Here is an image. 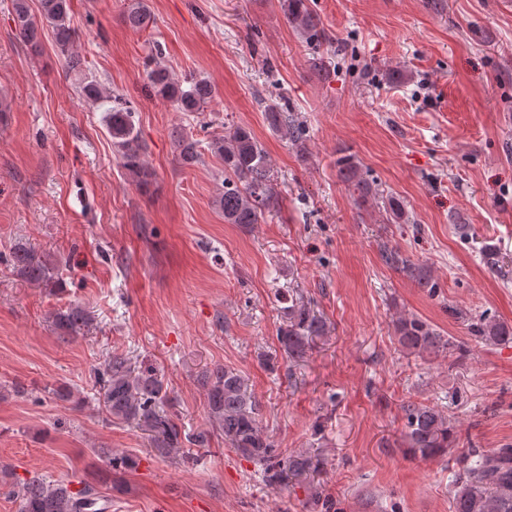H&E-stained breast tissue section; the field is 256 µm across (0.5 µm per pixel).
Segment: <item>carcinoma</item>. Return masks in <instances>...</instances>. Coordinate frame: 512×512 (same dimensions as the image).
<instances>
[{
	"instance_id": "1",
	"label": "carcinoma",
	"mask_w": 512,
	"mask_h": 512,
	"mask_svg": "<svg viewBox=\"0 0 512 512\" xmlns=\"http://www.w3.org/2000/svg\"><path fill=\"white\" fill-rule=\"evenodd\" d=\"M288 24L306 46L317 53L328 35L316 18L310 0H284ZM72 0H40L39 14L31 12L29 0H13L12 21L20 39L32 54L41 53L43 39L52 37L60 52L67 56L68 70L80 72L83 61L70 53L78 34L71 26ZM124 18L135 29L148 26L151 13L144 0H132ZM151 87L170 99L181 112H202L213 96L210 83L193 77L180 84L169 69L155 62L147 72ZM81 94L93 103L108 102L106 126L117 149L122 166L141 187L151 184L154 173L142 159L143 146L134 124V111L123 98L96 79H84ZM266 119L272 129L282 133L297 150L306 151L305 133L294 113L278 103L267 105ZM174 146L180 163L193 167L201 160L199 141L177 131ZM210 151L224 161V187L214 204L224 214L227 224L245 227L260 223L264 210L273 200L275 188L269 156L252 132L242 126H231L224 135L209 144ZM336 167L344 181L365 202L380 196L374 182L366 177L360 163L351 155L336 159ZM392 224H406L409 215L403 204L389 199L385 204ZM12 261L27 280L40 283L48 279L55 265L50 255L38 254L25 246L15 248ZM385 262L408 274L419 287L435 293L439 288L428 269L415 267L397 251L386 254ZM285 322L277 336L288 356H303L314 339L327 332L328 325L300 298L290 299L284 308ZM55 326L67 335H75L89 323V316L80 306H70L53 314ZM400 345L411 354L422 355L449 351L452 343L432 325L417 316H400L393 321ZM471 335L491 345L512 342V326L483 316L469 323ZM201 385L206 395L209 421L224 443L242 457L260 464L271 472L278 483L297 480L320 470L321 459L306 453L278 458L273 442L264 435L256 399L248 391L244 378L237 371L217 366L203 372ZM100 405L108 417L122 423H134L151 432L154 448L178 450L186 445L202 446L206 435H188L160 411L159 404L167 397L163 378L153 369L135 371L127 358L114 354L104 363ZM405 429L403 441L413 457L437 459L448 456L455 448L457 435L450 416L433 406L409 403L403 407ZM459 469L453 480V512H512V446L491 451L473 450L458 458ZM79 488L54 484L43 477L24 478L16 484L14 495L20 501V512H108L111 501L100 494L97 485L86 479L77 481Z\"/></svg>"
}]
</instances>
